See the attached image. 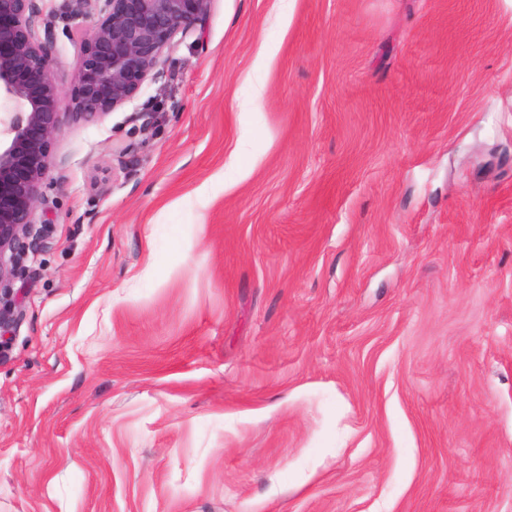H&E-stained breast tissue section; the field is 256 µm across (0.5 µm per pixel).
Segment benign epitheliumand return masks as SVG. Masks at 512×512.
I'll return each mask as SVG.
<instances>
[{
	"instance_id": "obj_1",
	"label": "benign epithelium",
	"mask_w": 512,
	"mask_h": 512,
	"mask_svg": "<svg viewBox=\"0 0 512 512\" xmlns=\"http://www.w3.org/2000/svg\"><path fill=\"white\" fill-rule=\"evenodd\" d=\"M94 2L98 19L79 43L74 111L62 116L51 69L59 49L38 0H0V347L20 314V263L40 240L34 231L51 168L49 146L64 118L91 123L134 102L177 37L192 33L210 0H69L75 21Z\"/></svg>"
}]
</instances>
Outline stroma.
<instances>
[{"label": "stroma", "instance_id": "stroma-1", "mask_svg": "<svg viewBox=\"0 0 512 512\" xmlns=\"http://www.w3.org/2000/svg\"><path fill=\"white\" fill-rule=\"evenodd\" d=\"M51 155L0 512H512V0H210Z\"/></svg>", "mask_w": 512, "mask_h": 512}]
</instances>
